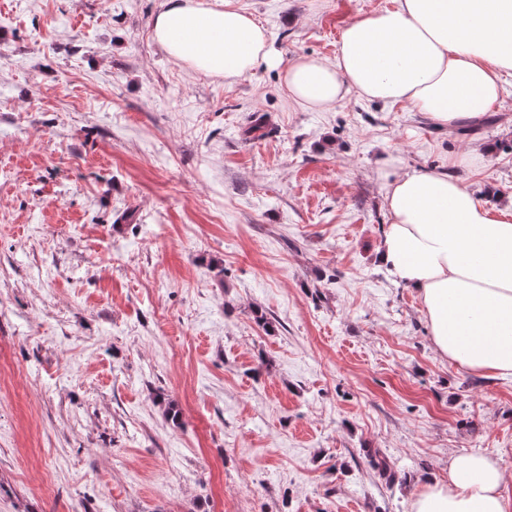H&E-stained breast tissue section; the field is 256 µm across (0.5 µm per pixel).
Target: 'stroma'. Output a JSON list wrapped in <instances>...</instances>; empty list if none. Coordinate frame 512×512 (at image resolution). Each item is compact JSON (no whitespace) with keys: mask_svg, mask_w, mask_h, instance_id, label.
Wrapping results in <instances>:
<instances>
[{"mask_svg":"<svg viewBox=\"0 0 512 512\" xmlns=\"http://www.w3.org/2000/svg\"><path fill=\"white\" fill-rule=\"evenodd\" d=\"M163 2L0 0V512H410L461 453L512 494V377L376 261L382 163L478 152L455 175L512 202V76L470 137L309 110L285 67L392 0H239L280 62L231 80L167 56Z\"/></svg>","mask_w":512,"mask_h":512,"instance_id":"1","label":"stroma"}]
</instances>
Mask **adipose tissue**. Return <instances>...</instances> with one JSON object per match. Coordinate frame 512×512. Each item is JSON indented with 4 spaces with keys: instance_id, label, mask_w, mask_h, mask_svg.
<instances>
[{
    "instance_id": "ef3b65f1",
    "label": "adipose tissue",
    "mask_w": 512,
    "mask_h": 512,
    "mask_svg": "<svg viewBox=\"0 0 512 512\" xmlns=\"http://www.w3.org/2000/svg\"><path fill=\"white\" fill-rule=\"evenodd\" d=\"M154 40L173 60L234 79L276 56L237 0H165ZM512 75V0H394L341 32L334 60L301 57L283 81L296 104L324 110L350 93L403 104L437 128L489 114ZM390 216L378 263L413 289L443 357L482 375H512V211L491 207L447 171L385 173ZM411 512H512L489 457L466 453L431 480Z\"/></svg>"
}]
</instances>
